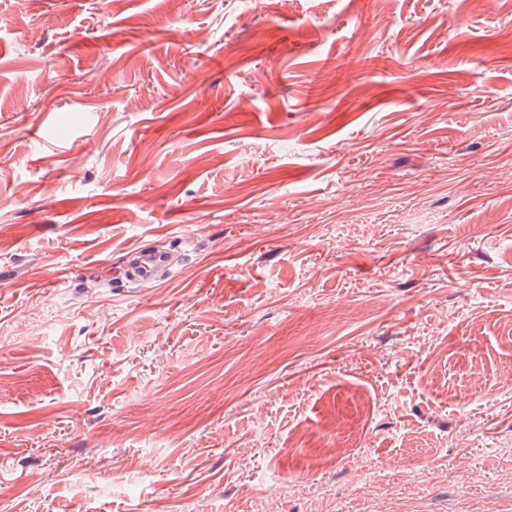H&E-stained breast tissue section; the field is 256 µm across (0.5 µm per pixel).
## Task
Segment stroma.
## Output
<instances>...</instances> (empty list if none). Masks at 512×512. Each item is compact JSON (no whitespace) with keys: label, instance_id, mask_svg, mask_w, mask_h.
<instances>
[{"label":"stroma","instance_id":"obj_1","mask_svg":"<svg viewBox=\"0 0 512 512\" xmlns=\"http://www.w3.org/2000/svg\"><path fill=\"white\" fill-rule=\"evenodd\" d=\"M509 470L512 0H0V512ZM129 263L139 281L148 283L162 277L168 269L169 259L162 253L135 250L129 255Z\"/></svg>","mask_w":512,"mask_h":512}]
</instances>
